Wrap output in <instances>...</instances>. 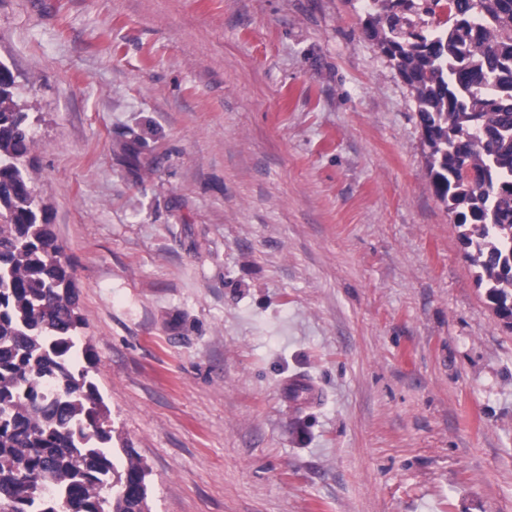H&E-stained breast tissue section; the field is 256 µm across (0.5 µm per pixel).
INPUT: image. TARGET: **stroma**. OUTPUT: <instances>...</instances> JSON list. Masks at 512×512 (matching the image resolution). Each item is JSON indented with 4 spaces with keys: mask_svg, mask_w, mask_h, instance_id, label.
<instances>
[{
    "mask_svg": "<svg viewBox=\"0 0 512 512\" xmlns=\"http://www.w3.org/2000/svg\"><path fill=\"white\" fill-rule=\"evenodd\" d=\"M370 10L0 0L34 196L151 512H512V328Z\"/></svg>",
    "mask_w": 512,
    "mask_h": 512,
    "instance_id": "1",
    "label": "stroma"
}]
</instances>
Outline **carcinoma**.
I'll return each instance as SVG.
<instances>
[{"instance_id":"obj_1","label":"carcinoma","mask_w":512,"mask_h":512,"mask_svg":"<svg viewBox=\"0 0 512 512\" xmlns=\"http://www.w3.org/2000/svg\"><path fill=\"white\" fill-rule=\"evenodd\" d=\"M364 34L413 90L429 175L495 308L512 305V0H372ZM0 83V512H150L136 451L113 447L83 319Z\"/></svg>"}]
</instances>
